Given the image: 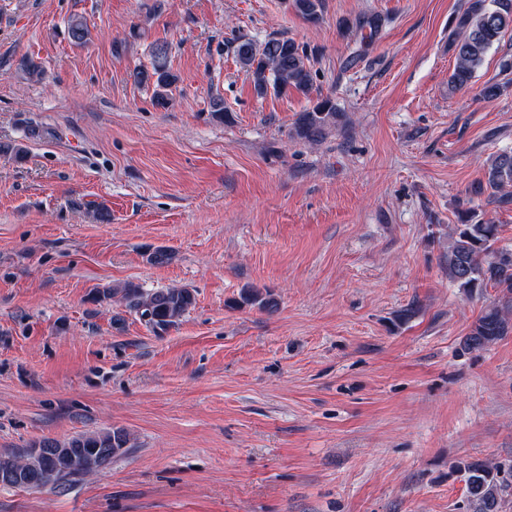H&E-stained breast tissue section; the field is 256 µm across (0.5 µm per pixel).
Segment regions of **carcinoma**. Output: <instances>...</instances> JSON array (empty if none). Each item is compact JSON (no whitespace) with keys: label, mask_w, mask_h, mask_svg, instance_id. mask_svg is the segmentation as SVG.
I'll use <instances>...</instances> for the list:
<instances>
[{"label":"carcinoma","mask_w":512,"mask_h":512,"mask_svg":"<svg viewBox=\"0 0 512 512\" xmlns=\"http://www.w3.org/2000/svg\"><path fill=\"white\" fill-rule=\"evenodd\" d=\"M292 8L304 20L319 21L323 0H290ZM359 31L369 30L360 45L378 35L382 23L377 14L363 15L355 22ZM456 37L450 44L455 66L449 77V90L468 87L482 67L488 50L512 32V0H469L468 6L455 17ZM89 30L85 20L74 16L69 21V36L76 44L87 41ZM240 68L253 84L257 95L268 92L282 95L289 91L307 98L316 96L312 109L300 113L295 134L314 142L336 123L334 101L316 91L315 74L308 55L294 40L269 37L262 42L241 39L235 49ZM17 68L30 79H40L41 66L27 56L19 59ZM134 83L154 89L153 103L164 108L169 104L168 89L176 82L169 66L168 44L156 42L151 63L131 74ZM485 187L490 189L488 203L498 209L512 205V150L505 148L493 155L485 172ZM499 225L474 210L458 212L457 224L448 231L446 264L448 281L469 297L481 295L491 287L498 290L494 302L471 326L464 345L481 350L512 332V250L496 247ZM103 297H117L138 313L154 331H165L177 323L193 306L194 294L184 287L145 290L133 282H125L102 291ZM130 436L122 428L81 434L60 443L43 440L36 444L41 453L26 451L21 455L19 471L7 474V459H0V483L15 488L38 489L69 477L84 476L90 470L108 466L112 459L129 448ZM465 482L469 512H501L503 492L512 485L511 463L483 461L462 462L456 467Z\"/></svg>","instance_id":"carcinoma-1"}]
</instances>
